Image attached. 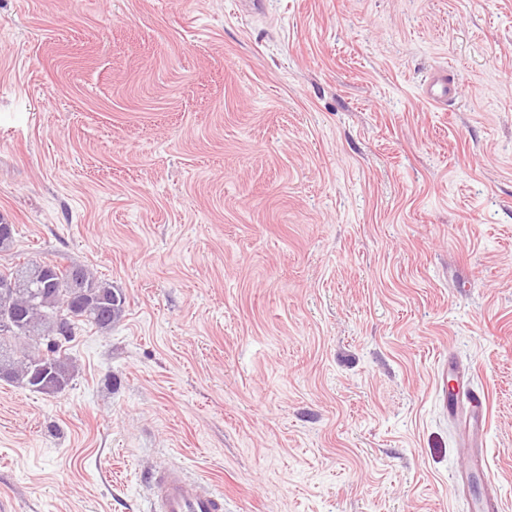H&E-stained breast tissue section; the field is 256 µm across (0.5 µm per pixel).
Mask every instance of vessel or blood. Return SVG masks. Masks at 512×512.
I'll use <instances>...</instances> for the list:
<instances>
[{"label": "vessel or blood", "instance_id": "obj_1", "mask_svg": "<svg viewBox=\"0 0 512 512\" xmlns=\"http://www.w3.org/2000/svg\"><path fill=\"white\" fill-rule=\"evenodd\" d=\"M426 96L433 105L447 108L458 96V86L445 69L432 72L426 81ZM454 388L445 396L449 416L463 415L464 443L468 449L467 470L454 477L457 490L469 489L473 477L485 475L488 464L484 443L486 395L462 369H453ZM153 512H224V496L204 492L199 483L178 464H168L151 477ZM473 512H505L504 501L493 484H485L475 499Z\"/></svg>", "mask_w": 512, "mask_h": 512}]
</instances>
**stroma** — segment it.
I'll return each instance as SVG.
<instances>
[{
    "instance_id": "1",
    "label": "stroma",
    "mask_w": 512,
    "mask_h": 512,
    "mask_svg": "<svg viewBox=\"0 0 512 512\" xmlns=\"http://www.w3.org/2000/svg\"><path fill=\"white\" fill-rule=\"evenodd\" d=\"M2 218L126 304L0 380V512H469L452 361L512 512V0H0ZM426 85L427 99L436 107L446 110L453 99H458V86L453 76L443 68L432 72ZM454 376L453 390L448 388V396L444 402L448 415L454 417L461 408L463 399L468 405L464 413V443L468 448L469 465L467 470L458 472L453 478L458 491L470 492L473 477L485 478L488 468L486 448L484 443V423L486 419V395L483 389L475 386L472 379L462 369L448 368V376ZM153 512H224V495L206 493L179 464H167L151 477Z\"/></svg>"
}]
</instances>
